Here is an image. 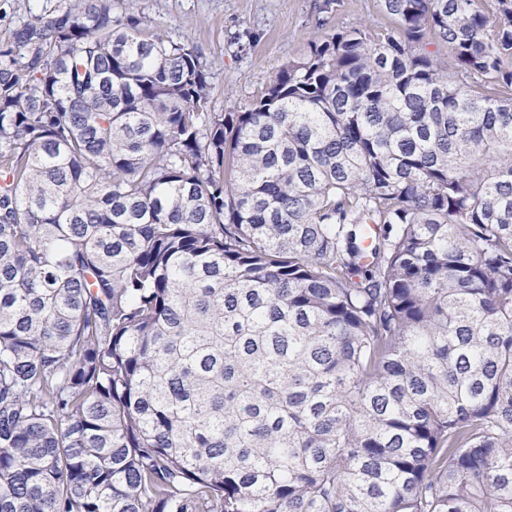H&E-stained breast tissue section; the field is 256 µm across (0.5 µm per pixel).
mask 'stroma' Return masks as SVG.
<instances>
[{"label":"stroma","mask_w":512,"mask_h":512,"mask_svg":"<svg viewBox=\"0 0 512 512\" xmlns=\"http://www.w3.org/2000/svg\"><path fill=\"white\" fill-rule=\"evenodd\" d=\"M71 0H0V41L28 17ZM115 15L136 12L175 42L194 45L208 77L211 109L249 104L318 31L359 24L388 27L379 0H112Z\"/></svg>","instance_id":"stroma-1"}]
</instances>
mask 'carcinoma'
<instances>
[{"instance_id": "carcinoma-1", "label": "carcinoma", "mask_w": 512, "mask_h": 512, "mask_svg": "<svg viewBox=\"0 0 512 512\" xmlns=\"http://www.w3.org/2000/svg\"><path fill=\"white\" fill-rule=\"evenodd\" d=\"M379 2L236 112L110 0L13 31L0 512H512V0Z\"/></svg>"}]
</instances>
